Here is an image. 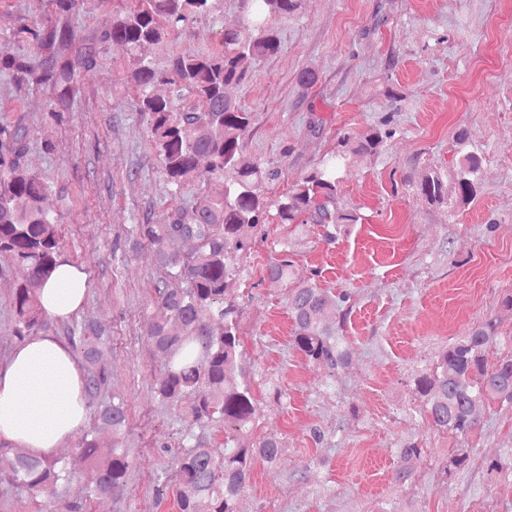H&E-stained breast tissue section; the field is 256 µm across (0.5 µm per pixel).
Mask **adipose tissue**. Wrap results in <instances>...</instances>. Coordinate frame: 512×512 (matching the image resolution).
<instances>
[{
	"mask_svg": "<svg viewBox=\"0 0 512 512\" xmlns=\"http://www.w3.org/2000/svg\"><path fill=\"white\" fill-rule=\"evenodd\" d=\"M85 290L84 273L63 260L42 288L41 304L48 316L64 318L79 307ZM85 419L80 372L57 338L19 346L0 369V438L47 456Z\"/></svg>",
	"mask_w": 512,
	"mask_h": 512,
	"instance_id": "obj_1",
	"label": "adipose tissue"
}]
</instances>
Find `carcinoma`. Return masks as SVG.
Instances as JSON below:
<instances>
[{"mask_svg":"<svg viewBox=\"0 0 512 512\" xmlns=\"http://www.w3.org/2000/svg\"><path fill=\"white\" fill-rule=\"evenodd\" d=\"M50 2V17L20 26L13 45L0 48V72L21 88L48 86V116L59 122L79 92L83 73L99 63L108 44L121 43L129 52L126 80L135 92L136 112L147 121L172 198L178 199L189 180L219 175L226 181L223 195L178 204L169 223L136 224L133 231L154 246L155 262L164 271L153 284L152 303L165 310L166 318L151 319L146 329L151 348L164 362L154 393L198 425L224 427L221 448L211 447L203 436L186 435L188 445L173 463L177 512H200L202 501L209 504L207 512H238V497L255 463L276 464L283 448L274 436H254L259 407L252 379L239 365L243 308L238 256L252 249L272 218L280 224H316L323 241L335 243L342 226L358 220L339 201L342 173L357 159L380 153L396 128L386 117L354 140L340 138L336 150L309 173L286 192L270 196L268 187L282 171L245 155L243 139L252 113L227 89L242 84L254 62L280 52L270 21L298 14L303 0H247L240 24L221 31L213 52L180 51L163 68L149 51L165 45L180 28L216 14L223 0H128L129 8L112 11V19L84 36L65 22L83 0ZM34 50L46 54L36 60ZM31 136L22 113L0 124V255L27 270L12 297L15 337L21 342L48 326L39 295L58 266L60 242L59 221L43 207L50 187L26 165ZM457 144L452 171L444 175L427 169L415 185L430 204L451 209L476 196L484 177L482 158L465 133L458 134ZM187 241L194 243L189 253L180 249ZM279 246L267 276L288 283L289 343L305 360L336 374L352 356L343 335L352 295L321 287L318 268L295 279L289 242ZM66 339L81 358L85 408L93 421L81 444L90 473L86 498H114L126 486L131 460L121 446L128 429L124 399L107 396L109 370L102 348L111 345L113 336L99 322L76 321L66 329ZM498 344L509 352L490 364L486 353ZM413 393L429 425L455 439L456 447L442 463L443 474L450 477L470 460L468 440L479 424L477 407L494 400L512 405V336L499 334L497 318L484 319L416 374ZM100 432L112 434V448L105 453L96 439ZM421 454L416 441L398 448V481L411 478ZM0 476L13 489L50 498L73 479V472L60 457L0 448Z\"/></svg>","mask_w":512,"mask_h":512,"instance_id":"obj_1","label":"carcinoma"}]
</instances>
